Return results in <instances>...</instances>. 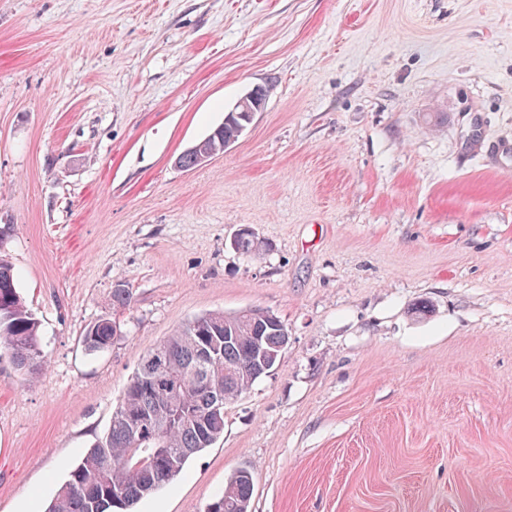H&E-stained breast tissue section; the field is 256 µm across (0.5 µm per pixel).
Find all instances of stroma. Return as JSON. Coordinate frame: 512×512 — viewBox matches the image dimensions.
<instances>
[{"mask_svg":"<svg viewBox=\"0 0 512 512\" xmlns=\"http://www.w3.org/2000/svg\"><path fill=\"white\" fill-rule=\"evenodd\" d=\"M0 256L47 360L0 357V512H44L149 349L255 308L278 365L135 512L241 468L252 512H512V0H0ZM116 322L110 318H101L85 331L83 342L87 351L102 352L112 346L115 338Z\"/></svg>","mask_w":512,"mask_h":512,"instance_id":"obj_1","label":"stroma"}]
</instances>
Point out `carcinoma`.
Listing matches in <instances>:
<instances>
[{"label": "carcinoma", "mask_w": 512, "mask_h": 512, "mask_svg": "<svg viewBox=\"0 0 512 512\" xmlns=\"http://www.w3.org/2000/svg\"><path fill=\"white\" fill-rule=\"evenodd\" d=\"M237 136L226 125L208 143L224 153V141ZM236 249L257 254L261 242L252 232ZM116 322L101 318L85 331L87 351L102 352L115 340ZM286 327L273 313L252 309L235 315L209 312L195 317L147 351L112 411L103 436L49 500L45 512H133L134 506L175 479L187 461L224 435V409L214 410L213 391L233 400L279 363ZM31 378L45 365L40 324L27 309L11 266L0 258V352ZM164 358L168 387L156 385L147 364ZM253 477L240 469L205 512H250Z\"/></svg>", "instance_id": "carcinoma-1"}]
</instances>
